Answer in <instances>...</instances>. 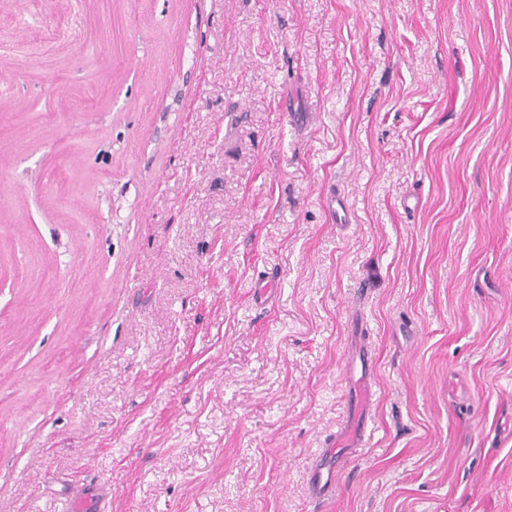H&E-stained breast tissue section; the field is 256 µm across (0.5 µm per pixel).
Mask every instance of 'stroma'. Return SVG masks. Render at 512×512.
Listing matches in <instances>:
<instances>
[{
  "label": "stroma",
  "instance_id": "obj_1",
  "mask_svg": "<svg viewBox=\"0 0 512 512\" xmlns=\"http://www.w3.org/2000/svg\"><path fill=\"white\" fill-rule=\"evenodd\" d=\"M0 99V512H512V0H0ZM376 359L367 347L347 367L349 379L348 415L344 431L328 443V448L319 457L311 475V495L325 499L333 491L334 475L352 458L358 448L364 447L366 424L370 418L373 403V379ZM104 487L99 484H89L83 486L78 490L71 499L68 501V505L71 506V511L79 512L87 510V505L92 506V510H99V503L102 500V491Z\"/></svg>",
  "mask_w": 512,
  "mask_h": 512
}]
</instances>
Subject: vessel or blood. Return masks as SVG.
Returning <instances> with one entry per match:
<instances>
[{
  "instance_id": "obj_1",
  "label": "vessel or blood",
  "mask_w": 512,
  "mask_h": 512,
  "mask_svg": "<svg viewBox=\"0 0 512 512\" xmlns=\"http://www.w3.org/2000/svg\"><path fill=\"white\" fill-rule=\"evenodd\" d=\"M376 359L369 349H361L347 367L349 379L348 415L344 431L328 443L329 449L319 457L313 467L310 491L314 498L324 499L331 495L334 476L363 447L366 424L373 403V379ZM98 484L83 486L72 495L69 504L72 512H84L86 507L98 506L103 494Z\"/></svg>"
}]
</instances>
